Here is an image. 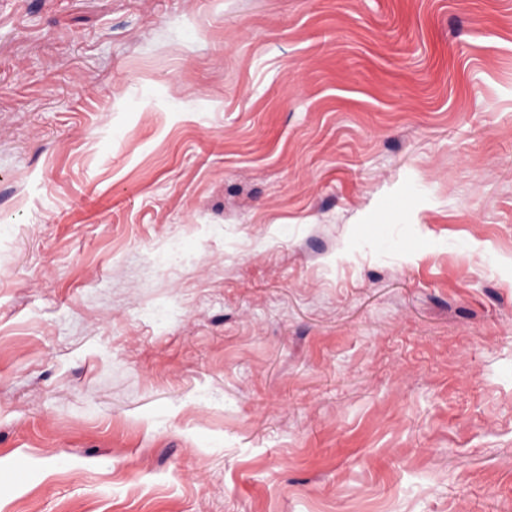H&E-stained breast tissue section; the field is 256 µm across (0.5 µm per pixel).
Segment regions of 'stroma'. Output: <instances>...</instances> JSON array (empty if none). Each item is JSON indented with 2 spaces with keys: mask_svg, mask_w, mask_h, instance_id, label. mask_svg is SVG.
<instances>
[{
  "mask_svg": "<svg viewBox=\"0 0 512 512\" xmlns=\"http://www.w3.org/2000/svg\"><path fill=\"white\" fill-rule=\"evenodd\" d=\"M0 512H512V0H0Z\"/></svg>",
  "mask_w": 512,
  "mask_h": 512,
  "instance_id": "stroma-1",
  "label": "stroma"
}]
</instances>
